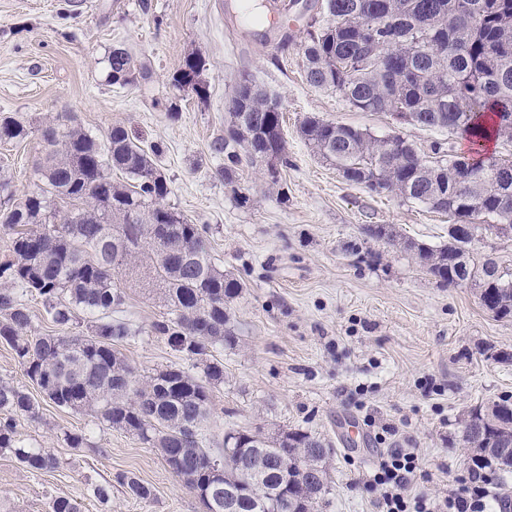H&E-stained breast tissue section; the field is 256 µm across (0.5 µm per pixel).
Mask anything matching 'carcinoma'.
<instances>
[{
  "label": "carcinoma",
  "instance_id": "obj_1",
  "mask_svg": "<svg viewBox=\"0 0 512 512\" xmlns=\"http://www.w3.org/2000/svg\"><path fill=\"white\" fill-rule=\"evenodd\" d=\"M368 13L376 34L338 27L328 17ZM512 18V0H325L324 16L311 17L302 45L306 81L332 89L361 112L402 114L424 128H443L478 145L493 136H509L512 116V43L502 41L503 25ZM385 58L380 70L370 61ZM110 80L127 85L131 76L149 75L148 66L129 51L109 59ZM204 62L191 52L172 75V83L201 99L207 88L200 79ZM271 95L246 73L231 90L224 139L214 151L227 163L224 182H234L235 168L246 157L252 164L265 155L278 160L268 173L282 187L288 167L281 113L269 108ZM301 138L343 177L375 192L377 188L416 200L470 224L478 213L512 225V212L500 209L512 199V158L489 164L456 157L432 165L419 158L412 143L400 136L379 139L359 128L307 116ZM28 130L9 117L0 121V140L20 141ZM44 150L35 164L43 186L0 209V233L9 236L8 258L0 261V342L9 346L26 376L60 409L89 411L110 427L154 448L206 512H225L228 490L240 479V452L231 443L246 437L249 462L264 458V486L274 489L284 477L288 459V492L299 508L318 512L328 486L309 485L313 463L334 453L320 437L299 429H260L224 434L219 448L207 446L204 427L212 415L213 388L224 382V364L215 352L234 348L238 337L231 304L245 292V281L221 270L210 254L199 225L168 208L171 193L158 168L157 151L144 147L127 128L115 124L104 140L60 116L42 130ZM128 182L112 180V171ZM496 172V189L475 180L459 191L453 174ZM70 206L60 224L57 204ZM364 235L396 242L385 224H368ZM419 266L444 285L472 281L481 303L495 315H512V273L488 258L477 264L467 245L448 241L430 246L404 242ZM139 283L166 307L163 319L150 326L180 358L200 368L191 374L171 364L143 377L121 352L130 337L142 332L115 316L126 302L121 278ZM41 297L54 334L32 331L24 296ZM89 318L90 335L73 333L77 313ZM464 441L476 449L473 459L512 474V447L499 438L512 436V400L503 397L472 409ZM39 418L30 395L0 380V451H9L32 473L58 469L59 460L22 438L20 426ZM118 484L139 500L153 497L139 479L119 474ZM88 495L106 507L112 482L92 483ZM47 512H81L76 500L55 496ZM235 512H274L263 495L245 497Z\"/></svg>",
  "mask_w": 512,
  "mask_h": 512
}]
</instances>
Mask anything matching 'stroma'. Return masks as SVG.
Instances as JSON below:
<instances>
[{"label":"stroma","mask_w":512,"mask_h":512,"mask_svg":"<svg viewBox=\"0 0 512 512\" xmlns=\"http://www.w3.org/2000/svg\"><path fill=\"white\" fill-rule=\"evenodd\" d=\"M323 3L269 0L270 14L284 6L297 21L283 52L280 30L242 26L225 0H0V116L29 131L22 141H0V175L15 198L34 190L41 131L62 114L99 135L123 124L157 149L172 189L167 205L206 227L217 264L248 285L232 305L239 342L218 354L224 382L214 391L208 444L258 427L316 434L334 449L321 512H378L380 490L368 476L383 447L418 455L417 489L426 495H448L468 476L461 420L473 407L512 396V362L497 358L512 352V318L482 306L474 285H440L402 245L371 243L366 263L352 254L365 225L389 224L398 235L437 245L447 241L450 219L346 181L301 139L305 117L380 139L401 136L426 160L471 151L447 130L361 112L335 91L310 86L301 45ZM119 46L148 64V78L112 84L109 56ZM190 52L205 62L204 101L171 82ZM243 72L281 100L289 160L282 196L262 166L241 163L232 184L220 174L224 157L213 143L224 135L231 86ZM241 193L247 205L238 203ZM126 292L120 315L141 329L122 348L131 364L148 373L179 361L148 332L165 313L162 302L134 284ZM0 379L38 398L39 417L22 433L61 461L55 471L32 474L0 453V512H46L59 495L77 500L82 512H204L154 449L41 399L1 343ZM68 432L85 434L87 447L70 448ZM121 473L152 485L154 499L128 496L114 482ZM104 480L113 483L106 508L87 493L88 483Z\"/></svg>","instance_id":"35a3bbf8"}]
</instances>
